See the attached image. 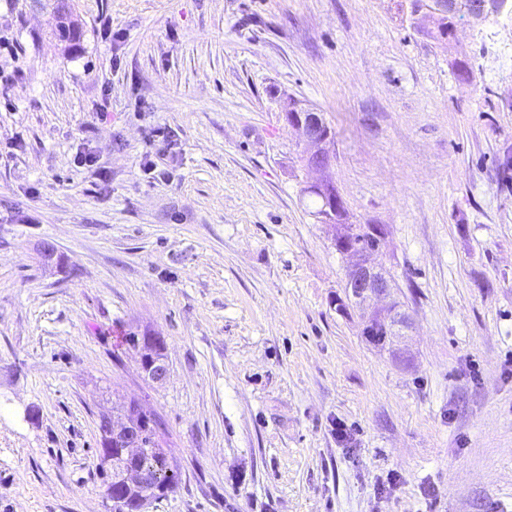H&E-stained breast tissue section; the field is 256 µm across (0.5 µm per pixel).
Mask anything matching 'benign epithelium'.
<instances>
[{"mask_svg":"<svg viewBox=\"0 0 512 512\" xmlns=\"http://www.w3.org/2000/svg\"><path fill=\"white\" fill-rule=\"evenodd\" d=\"M510 10L512 0H418L412 8V15L420 28L429 32L436 30L440 22L448 21L451 16L462 15L474 23H482ZM282 117L288 127L297 133L306 167L321 173V178L311 182L310 186L326 191L330 184L328 173L333 154L329 149L331 136L325 131L323 114L290 97L282 106ZM344 209V201L338 196L331 198L330 204L314 215L318 224L336 225L333 236L336 250L353 258L343 285V295L337 298L338 310L346 315L359 312L363 335L389 336L396 343L403 335L407 320L400 310L392 309L395 285L383 268L371 262V254L356 252L347 242L344 225L349 220L345 217ZM106 437L127 448L129 455L139 449L128 428L111 424Z\"/></svg>","mask_w":512,"mask_h":512,"instance_id":"obj_1","label":"benign epithelium"}]
</instances>
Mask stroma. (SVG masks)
<instances>
[{
    "label": "stroma",
    "mask_w": 512,
    "mask_h": 512,
    "mask_svg": "<svg viewBox=\"0 0 512 512\" xmlns=\"http://www.w3.org/2000/svg\"><path fill=\"white\" fill-rule=\"evenodd\" d=\"M69 2L68 49L0 0V512H104L99 422L133 398L180 471L148 512H512V15L445 48L409 0ZM285 95L389 230L399 355L336 310ZM146 334H140L137 330L129 331L125 336V343L129 348L139 349L142 351L140 358V368L143 372H147L146 376L153 382L159 383L163 381L167 375V364L159 360L166 361L165 348H159L145 342ZM157 361V362H156Z\"/></svg>",
    "instance_id": "35a3bbf8"
}]
</instances>
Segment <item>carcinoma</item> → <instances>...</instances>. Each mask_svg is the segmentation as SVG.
<instances>
[{
	"instance_id": "obj_1",
	"label": "carcinoma",
	"mask_w": 512,
	"mask_h": 512,
	"mask_svg": "<svg viewBox=\"0 0 512 512\" xmlns=\"http://www.w3.org/2000/svg\"><path fill=\"white\" fill-rule=\"evenodd\" d=\"M40 9L49 12L51 33L60 41L76 43L79 40L80 24L74 18L66 0H36ZM349 239L361 251L373 248L376 239L363 233L355 224L347 225ZM125 343L130 348L142 351L140 368L147 371L156 361L166 360L165 349L145 342V335L131 330L125 336ZM123 419L132 423L140 442L139 452L127 455L122 448L112 449V463L128 470L140 471L143 480L132 483H109L102 478L103 495L126 504H132L142 498L160 499L173 492L179 483L180 473L177 464L167 448L165 432L156 414L144 409L137 401L131 400L122 407Z\"/></svg>"
}]
</instances>
